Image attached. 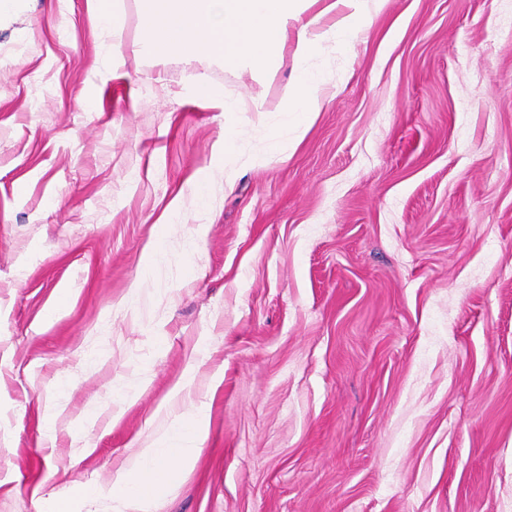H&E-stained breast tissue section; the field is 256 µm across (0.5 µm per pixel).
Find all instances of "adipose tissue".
<instances>
[{"label": "adipose tissue", "instance_id": "obj_1", "mask_svg": "<svg viewBox=\"0 0 512 512\" xmlns=\"http://www.w3.org/2000/svg\"><path fill=\"white\" fill-rule=\"evenodd\" d=\"M382 0H136L138 38L134 51L167 60L213 59L258 74L275 72L285 54L297 70L277 110L281 114L319 111L322 79L310 67L323 44L356 37ZM207 432L203 414L184 429L138 449L131 465L112 475L113 497L128 512H144L165 483L168 468L188 469Z\"/></svg>", "mask_w": 512, "mask_h": 512}]
</instances>
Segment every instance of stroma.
Returning a JSON list of instances; mask_svg holds the SVG:
<instances>
[{
	"mask_svg": "<svg viewBox=\"0 0 512 512\" xmlns=\"http://www.w3.org/2000/svg\"><path fill=\"white\" fill-rule=\"evenodd\" d=\"M87 0L0 18V512H121L112 472L204 410L149 512H512V0H386L320 111L224 114ZM92 491L77 496L76 488Z\"/></svg>",
	"mask_w": 512,
	"mask_h": 512,
	"instance_id": "1",
	"label": "stroma"
}]
</instances>
